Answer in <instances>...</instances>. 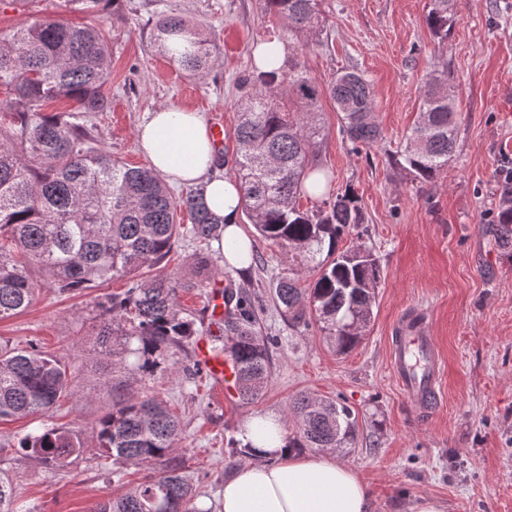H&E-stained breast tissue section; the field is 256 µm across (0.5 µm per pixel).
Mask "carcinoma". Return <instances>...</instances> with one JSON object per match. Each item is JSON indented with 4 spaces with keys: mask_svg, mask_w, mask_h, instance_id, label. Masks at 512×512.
<instances>
[{
    "mask_svg": "<svg viewBox=\"0 0 512 512\" xmlns=\"http://www.w3.org/2000/svg\"><path fill=\"white\" fill-rule=\"evenodd\" d=\"M108 1L118 2L64 0L71 12L93 18L88 23L45 16L0 30V89L7 94L8 120L0 125V321L27 310L45 285L70 295L124 278L123 293L96 304L98 336L106 353L120 355L116 369L151 376L160 368L175 369L168 352L198 335L194 319L183 315L179 292L208 287L219 270L209 254L200 252L193 282L144 271L159 267L180 235L207 244L222 239L224 225L208 209L204 188L177 201L153 171L130 167L97 147L87 117L109 109L111 48L94 18ZM266 2L294 34L318 24L319 0ZM452 10L453 0H430L426 23L443 41ZM153 38L179 69L197 77L209 70L207 40L181 17L158 19ZM245 84L249 90L234 129L241 209L259 236L299 256L301 264L319 268L312 286L304 289L298 287L301 269H288L275 294L292 320H315L336 351L346 354L371 321L380 267L360 233L355 245L338 250L342 236L362 223L358 199L349 192L327 195L325 172L324 183L305 188L319 136L311 110L318 90L292 62L279 80L257 72ZM328 92L342 113L347 139L362 147L376 143L381 132L373 120L368 77L343 70ZM57 101L71 107L45 111L46 104ZM456 141L454 101L442 80L430 78L421 86L419 117L401 158L417 180L433 184L448 169ZM502 192L509 205L500 208L486 233L512 256V186L503 185ZM303 194L324 200L310 213L300 207ZM180 208L189 213L191 226L177 223ZM34 267L44 281L31 278ZM222 322V336L212 345L232 361L234 389L248 402L268 383L269 343L257 330L255 300L230 282L224 286ZM74 391L72 372L55 356L33 343L0 342V421L39 416V428L26 433L19 447L48 469L64 468L83 452L82 431L54 420L61 401ZM297 411L301 427L288 447L353 444L354 419L346 406L302 396ZM95 431L105 472L112 461L152 465L154 473L125 494L97 502L93 512H204L187 509L195 490L179 456L178 417L167 401L132 390L117 393ZM34 509L17 498L12 481L0 472V512Z\"/></svg>",
    "mask_w": 512,
    "mask_h": 512,
    "instance_id": "carcinoma-1",
    "label": "carcinoma"
}]
</instances>
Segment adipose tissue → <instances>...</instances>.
<instances>
[{"mask_svg":"<svg viewBox=\"0 0 512 512\" xmlns=\"http://www.w3.org/2000/svg\"><path fill=\"white\" fill-rule=\"evenodd\" d=\"M138 140L154 171L167 181L205 184L210 210L224 221L225 240L240 245L239 252H225L226 263L247 268L244 253L250 245L239 224L240 188L219 174L212 138L199 114L158 109L140 125ZM241 438L252 456L225 479L221 512H372L367 487L354 471L331 452L293 453L278 416L254 417Z\"/></svg>","mask_w":512,"mask_h":512,"instance_id":"adipose-tissue-1","label":"adipose tissue"}]
</instances>
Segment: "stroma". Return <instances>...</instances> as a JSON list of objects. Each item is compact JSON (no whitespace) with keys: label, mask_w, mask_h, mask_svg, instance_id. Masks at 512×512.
<instances>
[{"label":"stroma","mask_w":512,"mask_h":512,"mask_svg":"<svg viewBox=\"0 0 512 512\" xmlns=\"http://www.w3.org/2000/svg\"><path fill=\"white\" fill-rule=\"evenodd\" d=\"M429 0H321L317 27L296 37L265 0H122L119 17H102L112 49V103L90 117L100 146L136 167H149L137 144L148 113L166 105L199 112L207 125L224 124L226 178H233V138L242 79L255 70L254 49L276 38L320 94L314 106L320 135L313 165L326 170L332 193L354 192L360 229L378 260L381 278L372 319L348 354L332 350L316 324L281 312L274 289L290 260L262 239L248 219L240 224L261 261L239 273L216 243L208 253L223 279L254 297L273 371L265 392L242 402L217 398L208 377L192 376L194 345L171 353L174 374H129L130 386L168 400L181 417L185 462L200 499L216 503L241 462L230 454L253 415H279L288 436L298 431L293 400L302 394L348 406L355 443L336 455L366 484L373 512H415L420 499L443 512H512V260L484 233L503 203L501 182L512 169V0H455L448 39L440 41L425 16ZM174 13L210 41L213 62L197 79L159 54L153 24ZM80 22L63 0H33L28 11L0 0V29L27 16ZM355 68L371 80L377 143L353 148L327 93L337 73ZM447 73L458 109V137L447 172L423 184L397 164L417 119L420 87ZM125 280L67 296L43 288L24 313L0 322V340L34 343L74 371L78 388L55 420L84 429L85 449L61 470L46 469L18 446L33 418L0 422V470L41 512H91L126 483L107 479L92 425L112 403V364L98 356L95 304L122 292ZM422 312L443 360L440 400L424 414L397 385L390 344L400 319Z\"/></svg>","instance_id":"1"}]
</instances>
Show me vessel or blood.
<instances>
[{
  "label": "vessel or blood",
  "instance_id": "1",
  "mask_svg": "<svg viewBox=\"0 0 512 512\" xmlns=\"http://www.w3.org/2000/svg\"><path fill=\"white\" fill-rule=\"evenodd\" d=\"M197 356L217 389H231L234 372L229 359L214 353L209 341L204 339L197 344ZM390 360L401 389L421 412H430L437 404L436 388L443 364L424 315L412 312L401 319L391 345Z\"/></svg>",
  "mask_w": 512,
  "mask_h": 512
}]
</instances>
